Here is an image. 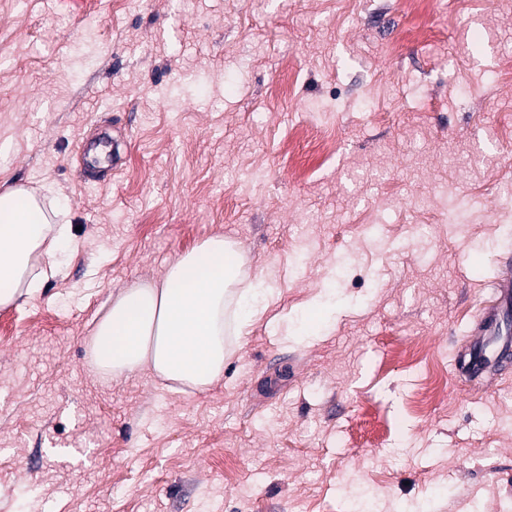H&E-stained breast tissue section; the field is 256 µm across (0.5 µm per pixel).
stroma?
Returning <instances> with one entry per match:
<instances>
[{"mask_svg":"<svg viewBox=\"0 0 512 512\" xmlns=\"http://www.w3.org/2000/svg\"><path fill=\"white\" fill-rule=\"evenodd\" d=\"M510 58L512 0H0V185L82 243L0 305V512H504L512 358L453 363L512 282ZM216 235L279 290L223 379L97 374L113 297Z\"/></svg>","mask_w":512,"mask_h":512,"instance_id":"1","label":"stroma"}]
</instances>
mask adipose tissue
<instances>
[{
    "instance_id": "adipose-tissue-1",
    "label": "adipose tissue",
    "mask_w": 512,
    "mask_h": 512,
    "mask_svg": "<svg viewBox=\"0 0 512 512\" xmlns=\"http://www.w3.org/2000/svg\"><path fill=\"white\" fill-rule=\"evenodd\" d=\"M66 222H52L33 193L0 187V305L39 294L56 268L46 264L30 275L36 252L71 242ZM242 257L235 244L218 236L169 265L161 282H137L118 293L91 336L94 366L112 379L149 369L155 378L204 393L224 376L230 349L224 340V310L235 307L236 334L266 310L274 288H242Z\"/></svg>"
}]
</instances>
